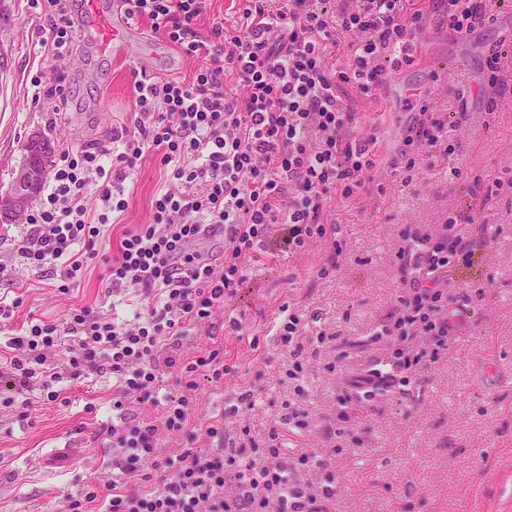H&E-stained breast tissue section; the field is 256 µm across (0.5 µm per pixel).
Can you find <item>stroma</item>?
<instances>
[{"mask_svg": "<svg viewBox=\"0 0 512 512\" xmlns=\"http://www.w3.org/2000/svg\"><path fill=\"white\" fill-rule=\"evenodd\" d=\"M492 8V22L454 39L439 24L438 12H429L417 65L395 74L427 90L431 111L466 113L454 133L459 151L448 161L422 166L411 183H403L390 163L411 111L381 91H349L360 130L377 138L387 191L354 203L332 201L345 260L334 276L319 278L318 268L330 258L327 246L296 253L283 235H276L267 253L252 262L232 305L242 336L230 333L220 311L211 331L192 329L183 340L192 352L222 346L225 363L235 369L221 387L201 382L194 420L221 417L243 393L254 391L258 397L247 421L259 437L279 417L283 403H299L309 426L287 431L283 456L293 458L302 447H319L328 418L342 410L343 372L358 374L375 361H394L391 349L370 339L400 291L395 254L402 234L441 231L449 213L467 208L486 213L488 254L452 272L459 295L449 308L459 331L450 353L431 364L408 394L394 387L357 405L345 449L336 457L334 512H512V193L486 202L470 196L450 174L459 168L472 179L512 177V67L497 85L487 67L493 53L512 51V0H494ZM41 25L26 0H0V198L10 190L32 134L46 138L56 154L69 145L107 139L131 119L132 70L184 74L194 66L146 31L126 57L115 58L100 52L87 30L79 29L64 68L69 105L55 118L50 100L35 99L32 86L34 78L52 76L40 52ZM435 72L441 76L437 84L431 79ZM159 184L155 163L144 162L134 174L127 210L99 241L100 253L110 254L124 230L149 221ZM27 229L23 220L0 223V264L12 271L11 278L0 281V302L18 305L11 322L0 327V351L30 319L59 322L77 305L121 321L132 318L135 303L107 297L101 263H92L66 295L55 291L52 273L38 275L21 266L13 244ZM475 283L482 297L463 301ZM287 302L312 315V331L336 336L320 348L313 369L295 381L286 376L287 358L274 336L279 308ZM254 338L259 341L255 348L250 345ZM61 385L67 403L34 399L28 418L0 408V512H64L67 498L81 496L88 483L113 473L112 451L100 436L120 419L112 409L111 375L65 379ZM71 434L85 442L84 453L55 460L50 470L39 466L51 442Z\"/></svg>", "mask_w": 512, "mask_h": 512, "instance_id": "1", "label": "stroma"}]
</instances>
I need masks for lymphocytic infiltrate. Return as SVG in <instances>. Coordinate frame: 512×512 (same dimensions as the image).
Returning <instances> with one entry per match:
<instances>
[{"label":"lymphocytic infiltrate","instance_id":"f902f5d3","mask_svg":"<svg viewBox=\"0 0 512 512\" xmlns=\"http://www.w3.org/2000/svg\"><path fill=\"white\" fill-rule=\"evenodd\" d=\"M126 13L195 66L182 76L134 71L136 109L110 143L61 151L47 190L14 249L28 270L55 273L59 293L77 285L89 264L103 260L109 295L135 296L132 319L117 321L88 306L60 323L38 321L13 337L5 353L14 396L0 405L27 416L25 395L61 398V378L81 381L111 374L112 407L127 396L160 409L161 423L129 417L105 430L119 478L99 479L67 499L66 512H330L336 469L316 451L282 456L283 429H304L306 413L291 407L263 439L226 419L192 420L199 379L221 385L232 366L224 351L182 353L189 329L211 326L245 281L251 260L265 252L274 228L287 232L289 250L324 243L342 255L331 201L352 203L373 194L378 177L375 138L357 129V114L342 95L381 89L393 73L415 65L427 23L424 0H245L246 36L223 21H207L209 0H122ZM450 31L472 32L491 21L488 0H442ZM49 62L69 55L76 21L70 0H41ZM346 46L341 66L332 49ZM414 117L392 166L406 177L424 158L448 160L457 144L448 121L420 97L408 100ZM153 160L161 183L150 221L125 231L101 256L102 227L129 205L128 178ZM96 186L99 210L83 202ZM224 232L220 259L204 250L208 225ZM449 245L414 238L397 253L404 277L394 311L381 333L395 337L400 364L416 377L450 350L457 326L448 311L449 273L489 245L484 216L460 212L448 219ZM309 319L282 306L276 324L289 358L309 357ZM179 391L163 394L165 376ZM179 440L160 454L163 438Z\"/></svg>","mask_w":512,"mask_h":512}]
</instances>
